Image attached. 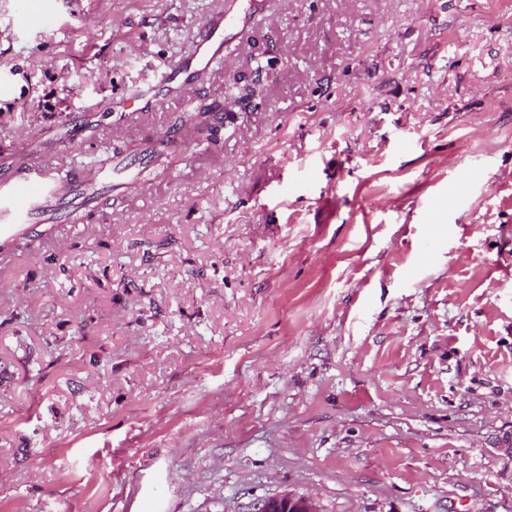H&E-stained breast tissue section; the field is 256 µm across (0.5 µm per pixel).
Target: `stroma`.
<instances>
[{"mask_svg": "<svg viewBox=\"0 0 512 512\" xmlns=\"http://www.w3.org/2000/svg\"><path fill=\"white\" fill-rule=\"evenodd\" d=\"M223 8L0 0V170L136 162L0 255V512H512V0H262L159 85ZM248 13L241 14L233 6L224 7V14L217 20H208L201 26L196 53L186 62L184 71L190 74L208 68L216 60V54L224 42V32L244 26ZM317 512L308 500H299L289 495L271 498L264 501L256 512Z\"/></svg>", "mask_w": 512, "mask_h": 512, "instance_id": "35a3bbf8", "label": "stroma"}]
</instances>
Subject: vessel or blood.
<instances>
[{
    "instance_id": "b4317fda",
    "label": "vessel or blood",
    "mask_w": 512,
    "mask_h": 512,
    "mask_svg": "<svg viewBox=\"0 0 512 512\" xmlns=\"http://www.w3.org/2000/svg\"><path fill=\"white\" fill-rule=\"evenodd\" d=\"M247 17L226 7L222 17L203 23L195 54L186 62L188 71L211 66L224 42L225 31L245 25ZM117 169L105 164L92 170L91 179L61 183L53 170L38 162L0 175V251L48 233L53 225L76 223L79 208L98 204L99 188L110 187Z\"/></svg>"
}]
</instances>
